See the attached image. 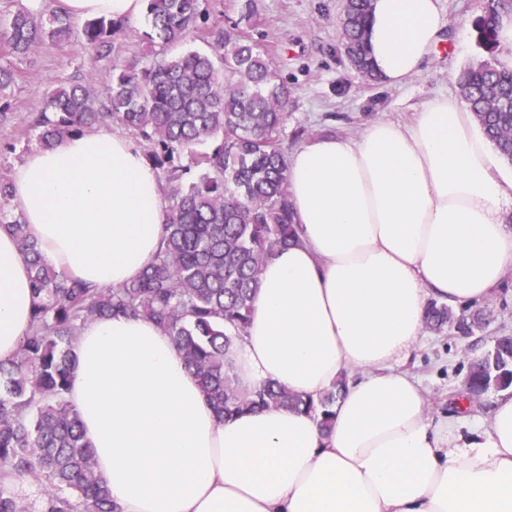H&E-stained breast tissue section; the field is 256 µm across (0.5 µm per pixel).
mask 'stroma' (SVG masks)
<instances>
[{
    "mask_svg": "<svg viewBox=\"0 0 512 512\" xmlns=\"http://www.w3.org/2000/svg\"><path fill=\"white\" fill-rule=\"evenodd\" d=\"M258 14L250 30L266 47L285 78L290 92L288 120L283 138L295 148L318 135L352 136L365 125L388 119L409 122L414 113L435 96H460L459 72L487 60L472 30L485 0H441L442 41L427 58L420 75L398 86L370 80L352 66L341 45L338 17L343 0H256ZM146 19L128 22L113 41L110 52L101 54L83 41L64 47L46 43L23 60H13L0 42V63H13L15 78L0 91L8 118L0 123V171L14 167L37 146L28 126L30 113L41 111L44 93L61 83L102 87L115 61L150 62L158 43L145 33ZM486 306L492 319L471 336L425 333L404 368L421 384L429 399L431 416H459L461 431L489 425L491 398L458 410L456 399L463 389L470 360L491 345L493 336L512 332V272L497 286Z\"/></svg>",
    "mask_w": 512,
    "mask_h": 512,
    "instance_id": "obj_1",
    "label": "stroma"
}]
</instances>
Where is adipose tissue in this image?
Listing matches in <instances>:
<instances>
[{
    "instance_id": "ef3b65f1",
    "label": "adipose tissue",
    "mask_w": 512,
    "mask_h": 512,
    "mask_svg": "<svg viewBox=\"0 0 512 512\" xmlns=\"http://www.w3.org/2000/svg\"><path fill=\"white\" fill-rule=\"evenodd\" d=\"M144 0H64L76 19L139 17ZM439 0H373L376 77L418 75L440 40ZM299 244L260 270L249 326L227 353L248 389L318 397L347 385L329 430L284 408L219 420L171 338L151 320L83 326L68 401L117 512H512V390L490 428L432 418L400 370L430 299L489 297L512 269V176L465 103L431 99L406 125L318 136L288 156ZM12 203L56 271L98 289L151 265L170 208L130 137L100 129L33 149ZM34 298L0 227V361L18 353Z\"/></svg>"
}]
</instances>
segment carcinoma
I'll return each instance as SVG.
<instances>
[{
  "instance_id": "carcinoma-1",
  "label": "carcinoma",
  "mask_w": 512,
  "mask_h": 512,
  "mask_svg": "<svg viewBox=\"0 0 512 512\" xmlns=\"http://www.w3.org/2000/svg\"><path fill=\"white\" fill-rule=\"evenodd\" d=\"M148 27L164 47L185 44L206 21V0H145ZM238 20L207 35L221 53L165 51L143 65L115 63L99 94L71 84L45 92L30 128L42 147L69 135L118 125L135 136L164 174L170 220L154 263L120 288L92 292L58 273L42 257L21 214L10 208V180L0 175V226L16 237L35 299L31 328L16 357L0 361V512H25L6 487L31 476L46 483L38 512H114L77 411L66 400L82 326L115 315L152 320L173 340L188 370L221 419L256 408L301 409L328 429L345 386L341 379L314 399L275 383L240 386L228 349L245 333L260 287L262 263L298 241L289 201L288 86L266 49L247 29L255 0H237ZM372 0H345L339 17L342 46L354 68L372 78L364 39ZM512 16V0H487L474 22L476 42L498 52L497 28ZM120 21L97 17L77 31L62 7L36 14L17 8L0 19V38L21 59L39 43L60 46L79 38L110 51ZM462 98L499 155L512 164V71L492 61L463 70ZM211 142L208 152L197 147ZM197 170L189 180L186 175ZM479 310L456 316L432 299L426 325L470 336L485 324ZM512 387V334L494 337L471 361L464 383L470 402Z\"/></svg>"
}]
</instances>
